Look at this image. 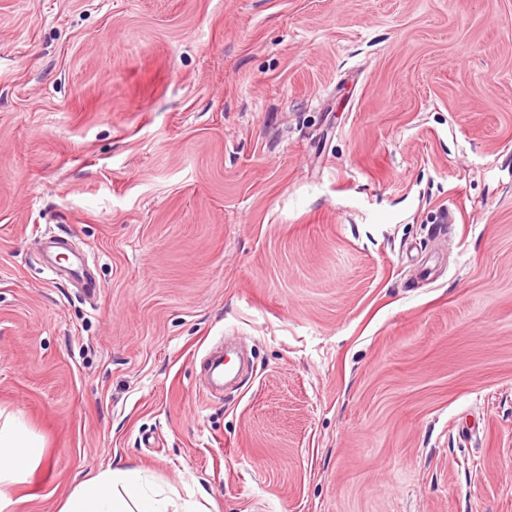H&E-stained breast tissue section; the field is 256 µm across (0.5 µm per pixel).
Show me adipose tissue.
<instances>
[{"instance_id": "1", "label": "adipose tissue", "mask_w": 512, "mask_h": 512, "mask_svg": "<svg viewBox=\"0 0 512 512\" xmlns=\"http://www.w3.org/2000/svg\"><path fill=\"white\" fill-rule=\"evenodd\" d=\"M38 442L14 415L0 422V512H12L8 487L21 481L38 459ZM61 512H196L192 501L176 502L140 468L115 469L80 483Z\"/></svg>"}]
</instances>
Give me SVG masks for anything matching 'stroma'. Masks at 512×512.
Returning a JSON list of instances; mask_svg holds the SVG:
<instances>
[{"instance_id":"stroma-1","label":"stroma","mask_w":512,"mask_h":512,"mask_svg":"<svg viewBox=\"0 0 512 512\" xmlns=\"http://www.w3.org/2000/svg\"><path fill=\"white\" fill-rule=\"evenodd\" d=\"M0 411L19 512H512V0H0ZM44 249L49 258L55 261L59 255H66L67 265L60 269L75 281L80 282L87 293L94 295L100 291L99 285L90 274L86 260L71 253L65 240L47 238L44 242ZM37 440L15 415L0 424V511H14L15 502L2 489L21 481L38 459ZM141 468L112 469L80 483L60 512H199Z\"/></svg>"}]
</instances>
